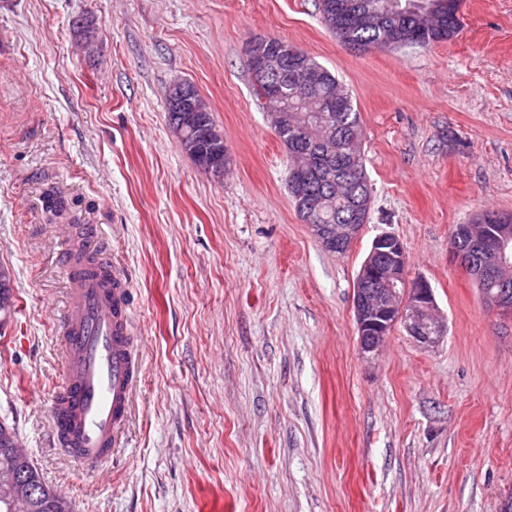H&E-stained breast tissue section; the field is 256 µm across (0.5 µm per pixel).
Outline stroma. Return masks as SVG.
Wrapping results in <instances>:
<instances>
[{"instance_id": "35a3bbf8", "label": "stroma", "mask_w": 512, "mask_h": 512, "mask_svg": "<svg viewBox=\"0 0 512 512\" xmlns=\"http://www.w3.org/2000/svg\"><path fill=\"white\" fill-rule=\"evenodd\" d=\"M427 49L359 53L315 0H0V421L72 512H497L512 494V319L451 253L456 225L512 212V0H463ZM95 22L93 52L72 26ZM295 45L360 113L369 219L326 251L288 194L248 45ZM192 84L224 131L223 178L172 134ZM80 200L130 291L142 375L123 446L90 475L49 429L66 303L47 189ZM391 233L446 322L358 351L353 287Z\"/></svg>"}]
</instances>
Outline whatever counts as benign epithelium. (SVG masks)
Listing matches in <instances>:
<instances>
[{
	"label": "benign epithelium",
	"mask_w": 512,
	"mask_h": 512,
	"mask_svg": "<svg viewBox=\"0 0 512 512\" xmlns=\"http://www.w3.org/2000/svg\"><path fill=\"white\" fill-rule=\"evenodd\" d=\"M253 69L261 75L281 76L284 61L264 58L248 51ZM319 69L311 64L299 70L301 83L308 91L318 88ZM279 111L270 113L273 129L288 133V103L278 104ZM200 109L193 106L180 114L179 130L188 132L190 147H195L199 133ZM224 152L217 149L200 169L217 178L224 173ZM304 223L331 253L345 254L359 236L360 224H316L312 211H307ZM498 223L482 225L483 234L472 240L470 249H455L466 269L481 286L482 299L495 313L512 317V286L497 279L498 271L512 265V216L500 214ZM353 309L358 330V350L366 358L380 351L385 339L397 324L417 343L432 346L445 333L442 319L429 283L424 279L408 278L405 249L395 236L383 233L372 242L370 251L357 275L353 289ZM17 444L6 447L0 455V500L14 506H24L40 496V490L14 467Z\"/></svg>",
	"instance_id": "1"
}]
</instances>
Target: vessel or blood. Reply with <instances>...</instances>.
Instances as JSON below:
<instances>
[{
    "label": "vessel or blood",
    "instance_id": "1",
    "mask_svg": "<svg viewBox=\"0 0 512 512\" xmlns=\"http://www.w3.org/2000/svg\"><path fill=\"white\" fill-rule=\"evenodd\" d=\"M92 224L58 227L57 257L67 283L58 317L64 377L52 400V431L66 455L91 473L119 447L140 366L133 351L128 288L86 259Z\"/></svg>",
    "mask_w": 512,
    "mask_h": 512
}]
</instances>
